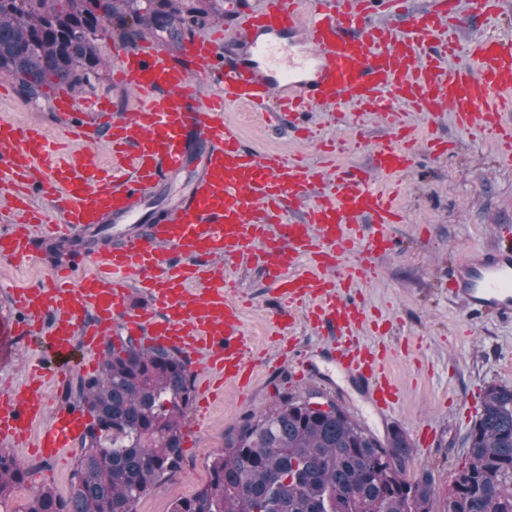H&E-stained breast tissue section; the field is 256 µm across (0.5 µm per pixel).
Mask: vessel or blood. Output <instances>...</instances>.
Wrapping results in <instances>:
<instances>
[{"instance_id": "vessel-or-blood-1", "label": "vessel or blood", "mask_w": 512, "mask_h": 512, "mask_svg": "<svg viewBox=\"0 0 512 512\" xmlns=\"http://www.w3.org/2000/svg\"><path fill=\"white\" fill-rule=\"evenodd\" d=\"M462 0H224L230 33L195 38L179 53L150 40L113 49L115 82L143 100L132 118L117 119L107 102L76 108L60 94L53 101L71 152L55 156L38 129L0 121V181L34 186L54 204L53 223L75 244L58 259L51 287L11 291L18 318L0 320V356L13 339L27 336L48 357L33 375L69 379L95 368V354L115 321L146 345L165 346L197 359L207 357L225 384L246 389L254 364L252 340L243 329L227 281L230 264L257 260L276 281L281 303L270 323L287 329L297 316L332 331L330 360L337 374L366 389L378 415L390 413L392 384L386 347L361 345L357 335L371 322L355 296L365 266H343L352 249L373 258L395 246L391 234L401 212L395 193L374 187L371 175L392 178L409 170L419 141L410 112H452L460 129L490 139L512 161V45L493 36H466ZM252 45L253 58L236 47ZM198 76L218 89L201 98L187 86ZM234 103L257 119L280 118L299 138L310 134L303 117L340 103L352 106L343 123L381 117L389 136L378 142L370 170L337 165L324 172L301 157L263 155L243 146L224 119ZM106 139L111 167L85 145ZM197 155L202 173L191 191L165 210L157 201L169 178ZM20 219L0 233V255L21 260L34 252L41 214L27 199L14 200ZM295 215L285 223V214ZM136 224L105 255L109 276H69L87 254L90 232ZM139 285L146 302L128 305ZM449 286L475 315L512 314V240L501 239L456 267ZM87 422L79 408L58 404L45 419L40 394L0 388V440L26 445L45 424L40 453L70 449Z\"/></svg>"}]
</instances>
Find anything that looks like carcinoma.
<instances>
[{"label":"carcinoma","mask_w":512,"mask_h":512,"mask_svg":"<svg viewBox=\"0 0 512 512\" xmlns=\"http://www.w3.org/2000/svg\"><path fill=\"white\" fill-rule=\"evenodd\" d=\"M222 18L220 5L184 12L180 0H0V75L36 100L43 88L83 87L103 63L104 34L129 44L179 40ZM193 362L133 336L109 340L99 369L68 395L89 416L70 489L42 485L12 512H136L140 499L182 470L183 424L195 395ZM466 461L439 497L430 470L410 471L411 446L381 440L340 409L285 396L244 419L207 462L208 480L171 512H512V385L486 387L465 440ZM31 470L0 453V506Z\"/></svg>","instance_id":"cac0c4a2"}]
</instances>
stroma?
I'll return each mask as SVG.
<instances>
[{
    "mask_svg": "<svg viewBox=\"0 0 512 512\" xmlns=\"http://www.w3.org/2000/svg\"><path fill=\"white\" fill-rule=\"evenodd\" d=\"M118 35L104 39V63L89 85L73 89L81 103L108 100L118 116L128 118L136 109L137 90L113 82L112 45ZM56 88L45 89L38 100L26 99L16 81H8L0 98V119L20 126L36 125L49 140H57L59 126L53 99ZM224 118L236 125L244 146L258 152L303 150L310 162L323 160L324 145H334L338 163L369 168L373 147L389 130L377 116L349 129L335 112L307 113L315 134L299 143L287 122L260 123L251 112L227 106ZM420 137H439L451 143L447 154L432 155L418 146L415 163L401 177V221L393 230L395 246L378 256L359 294L367 308L385 326L384 336L362 332V343H385L389 374L401 394L389 419L378 418L365 392L340 377L324 359H316L309 376L294 379L288 366L276 365L281 351L278 331L268 321L271 308L280 303L276 282L262 265L241 263L231 269L233 297L240 319L251 337L256 354L266 356L247 393L232 386L216 390L206 413L190 407L186 427L195 428L193 443L184 447V468L157 489L141 498L137 512H170L173 502L192 496L208 479L206 464L223 448L224 438L240 421L275 404L283 394L310 392L333 400L362 427L378 437L392 429L402 430L412 442V468L433 471L439 493H446L456 469L465 460L464 439L482 404L484 389L491 383L512 384V319L470 317L450 298L443 284L454 266L472 251L492 246L499 236L512 234V163L502 162L490 141L458 128L449 113L429 121L412 115ZM69 241L42 239L36 257L17 262L0 257V314H12L9 287L47 284L52 267ZM42 358L29 339L13 342L7 362H0V378L19 390L30 386L29 371ZM433 426L429 448L416 445L424 426ZM11 455L36 466L33 480L51 485L60 494L69 491L74 467L73 453L59 458L42 456L25 448H11Z\"/></svg>",
    "mask_w": 512,
    "mask_h": 512,
    "instance_id": "stroma-1",
    "label": "stroma"
}]
</instances>
